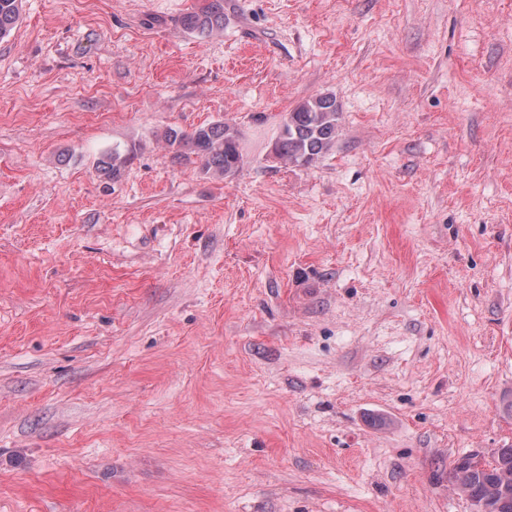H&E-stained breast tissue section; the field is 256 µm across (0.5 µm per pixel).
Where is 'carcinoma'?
I'll use <instances>...</instances> for the list:
<instances>
[{"instance_id": "obj_1", "label": "carcinoma", "mask_w": 512, "mask_h": 512, "mask_svg": "<svg viewBox=\"0 0 512 512\" xmlns=\"http://www.w3.org/2000/svg\"><path fill=\"white\" fill-rule=\"evenodd\" d=\"M22 0H0V38L17 27ZM183 26L191 32L210 33L224 28V0H207L198 11L184 17ZM339 112L336 99L322 95L299 104L287 113L275 145L278 156L297 166H309L329 151L336 141ZM167 143L179 151L200 158L203 166L221 175L237 171L242 164L237 131L222 122H213L190 133L170 129ZM128 158L114 149L97 162L98 172L115 180ZM512 446L502 449L494 462H481L465 456L452 465L448 480L461 481L471 500L488 506V512H512Z\"/></svg>"}]
</instances>
